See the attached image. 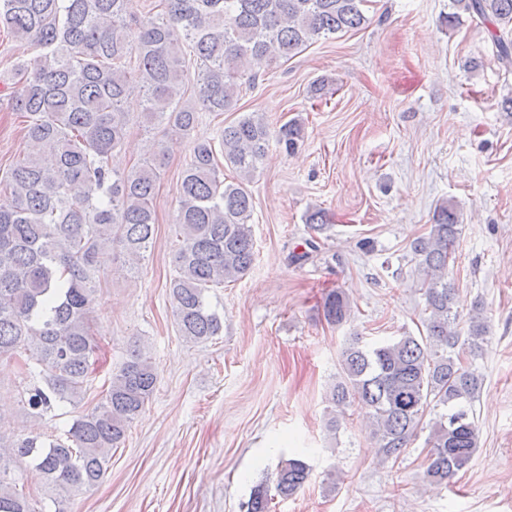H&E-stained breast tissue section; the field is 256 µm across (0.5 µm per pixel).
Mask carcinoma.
Masks as SVG:
<instances>
[{
  "instance_id": "cac0c4a2",
  "label": "carcinoma",
  "mask_w": 512,
  "mask_h": 512,
  "mask_svg": "<svg viewBox=\"0 0 512 512\" xmlns=\"http://www.w3.org/2000/svg\"><path fill=\"white\" fill-rule=\"evenodd\" d=\"M365 0H157L144 15L137 0H0V29L24 42L20 88L9 96L30 149L0 173V361L23 351L33 362L24 409L40 418L54 405H78L99 351L91 314L107 265L127 273L153 244L154 199L169 146H152L143 162L122 169L128 134L126 98L143 101L144 127L185 138L200 113L236 111L241 83L255 84L251 60H289L309 42L366 23ZM456 12L512 25V0H453ZM498 59L512 67V38L492 33ZM295 150L301 125L275 132L258 112L196 141L182 173L175 225L180 246L169 293L179 335L205 342L223 320L205 293L247 274L255 259L253 197L247 184L262 165L271 135ZM236 178L224 181V166ZM459 214L446 202L427 235L411 243L423 273L426 335L410 333L369 347L355 337L340 354V380L327 397L334 414L360 400L383 456L397 459L426 415L427 482L445 485L471 461L478 444L475 402L483 378L463 355L482 352L488 324L474 305L466 332L452 314L448 259ZM326 321L341 325L350 302L339 291L323 302ZM152 358L140 349L112 373L103 400L81 413L65 438H18L0 450V512H36L11 479L19 462L66 492L96 486L112 449L125 440L156 388ZM309 465L281 461L275 495L305 485ZM268 487H255L246 512H270Z\"/></svg>"
}]
</instances>
